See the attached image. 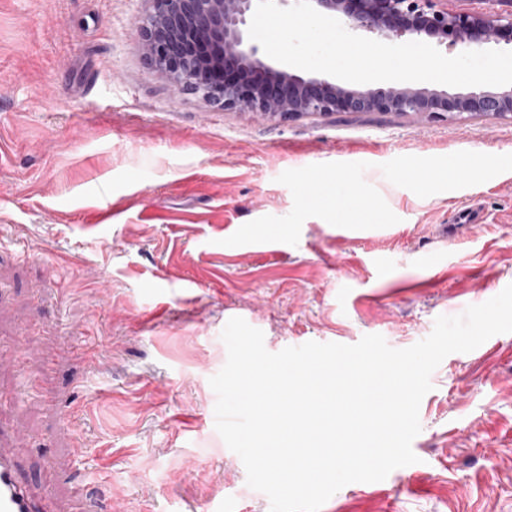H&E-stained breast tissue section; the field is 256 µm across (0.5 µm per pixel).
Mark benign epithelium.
<instances>
[{"mask_svg":"<svg viewBox=\"0 0 512 512\" xmlns=\"http://www.w3.org/2000/svg\"><path fill=\"white\" fill-rule=\"evenodd\" d=\"M136 23L143 55L161 78L215 107L291 119L335 112L413 113L432 121L459 116L512 118V87L450 95L396 82L387 88L336 84L274 68L247 32L258 0H147ZM355 30L388 39L512 43V11L450 13L436 0H311Z\"/></svg>","mask_w":512,"mask_h":512,"instance_id":"1","label":"benign epithelium"}]
</instances>
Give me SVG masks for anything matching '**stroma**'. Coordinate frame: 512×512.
Listing matches in <instances>:
<instances>
[{
	"mask_svg": "<svg viewBox=\"0 0 512 512\" xmlns=\"http://www.w3.org/2000/svg\"><path fill=\"white\" fill-rule=\"evenodd\" d=\"M147 8L0 0V340L24 352L0 359V425L65 507L93 467L112 512H270L215 428L226 323L272 352L367 334L401 349L498 295L512 119L225 111L146 63ZM472 198L483 223L454 224ZM431 383L418 463L321 512H512V333L448 355Z\"/></svg>",
	"mask_w": 512,
	"mask_h": 512,
	"instance_id": "obj_1",
	"label": "stroma"
}]
</instances>
